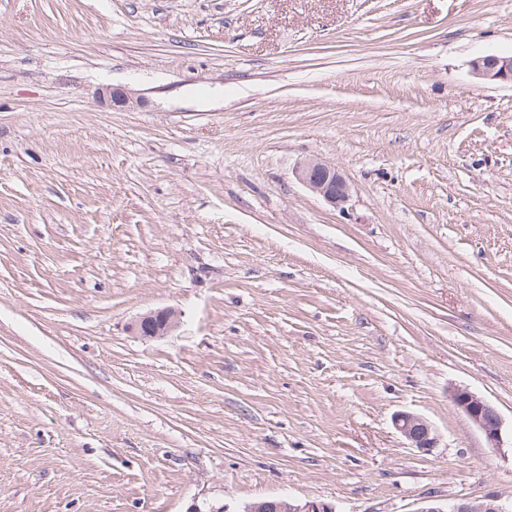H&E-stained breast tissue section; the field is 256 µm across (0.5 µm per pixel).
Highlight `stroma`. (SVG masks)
I'll list each match as a JSON object with an SVG mask.
<instances>
[{
  "instance_id": "obj_1",
  "label": "stroma",
  "mask_w": 512,
  "mask_h": 512,
  "mask_svg": "<svg viewBox=\"0 0 512 512\" xmlns=\"http://www.w3.org/2000/svg\"><path fill=\"white\" fill-rule=\"evenodd\" d=\"M486 54L512 0H0V512L512 496L448 397L512 425ZM314 155L344 209L295 179ZM161 316L165 318L164 323L162 324L161 329L154 331L152 334H149V336L144 337H157V336H165L168 333L174 331L178 327V320L176 318V315L174 311L172 310H160V311H154L149 312L143 316H141L137 322L133 326V330L142 335L141 327L144 326L148 321H150L157 312H162ZM393 425L414 448H434L437 444L434 427L421 415L400 412L394 416Z\"/></svg>"
}]
</instances>
